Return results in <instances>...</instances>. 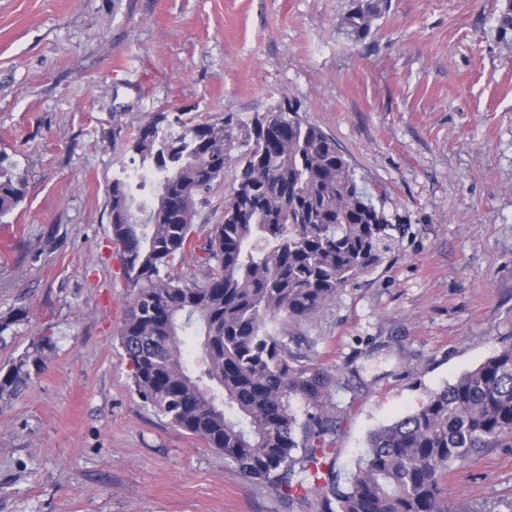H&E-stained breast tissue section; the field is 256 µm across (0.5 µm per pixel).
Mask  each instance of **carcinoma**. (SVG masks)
Returning a JSON list of instances; mask_svg holds the SVG:
<instances>
[{
  "label": "carcinoma",
  "mask_w": 512,
  "mask_h": 512,
  "mask_svg": "<svg viewBox=\"0 0 512 512\" xmlns=\"http://www.w3.org/2000/svg\"><path fill=\"white\" fill-rule=\"evenodd\" d=\"M386 5L349 0L342 24L363 39ZM127 149L148 179L112 178L108 247L129 288L120 340L145 403L242 475L290 501L312 495L313 512H512V500L445 495L475 454L512 448V343L371 431L348 477L336 475L337 378L291 348L287 325L385 263L401 225L333 138L285 99L247 121L154 113ZM228 173L224 220L202 237L194 219ZM26 189L1 155L0 219ZM187 260L201 276L173 272ZM53 348L44 333L1 367L0 399L25 391Z\"/></svg>",
  "instance_id": "1"
}]
</instances>
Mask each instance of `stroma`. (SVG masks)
<instances>
[{
	"instance_id": "35a3bbf8",
	"label": "stroma",
	"mask_w": 512,
	"mask_h": 512,
	"mask_svg": "<svg viewBox=\"0 0 512 512\" xmlns=\"http://www.w3.org/2000/svg\"><path fill=\"white\" fill-rule=\"evenodd\" d=\"M512 0H391L369 36L348 0H0V153L27 180L0 223V367L49 332L28 391L0 399V512H312L137 395L107 186L141 118L248 120L289 99L393 223L388 260L289 325L339 377L336 470L368 433L512 342ZM512 499V448L448 501Z\"/></svg>"
}]
</instances>
